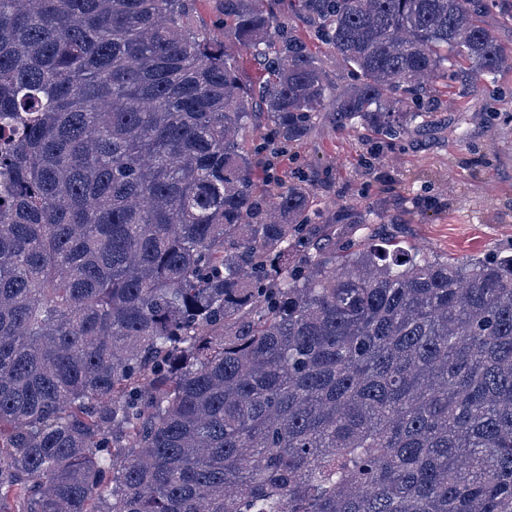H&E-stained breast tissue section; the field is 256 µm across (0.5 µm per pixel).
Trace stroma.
Here are the masks:
<instances>
[{
    "label": "stroma",
    "mask_w": 512,
    "mask_h": 512,
    "mask_svg": "<svg viewBox=\"0 0 512 512\" xmlns=\"http://www.w3.org/2000/svg\"><path fill=\"white\" fill-rule=\"evenodd\" d=\"M460 107L427 114L420 131L366 166L374 139L339 129L323 112L304 141L280 157L319 203L367 211L377 239L396 237L429 255L466 260L512 252V71Z\"/></svg>",
    "instance_id": "obj_1"
}]
</instances>
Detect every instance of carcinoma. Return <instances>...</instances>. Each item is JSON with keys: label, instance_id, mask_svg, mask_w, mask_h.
<instances>
[{"label": "carcinoma", "instance_id": "cac0c4a2", "mask_svg": "<svg viewBox=\"0 0 512 512\" xmlns=\"http://www.w3.org/2000/svg\"><path fill=\"white\" fill-rule=\"evenodd\" d=\"M198 2L0 0V512H512V254L338 248L256 161L406 139L512 6ZM310 46L322 63L328 82L331 85L345 84L349 80L346 69L336 57V54L326 45L311 38Z\"/></svg>", "mask_w": 512, "mask_h": 512}]
</instances>
